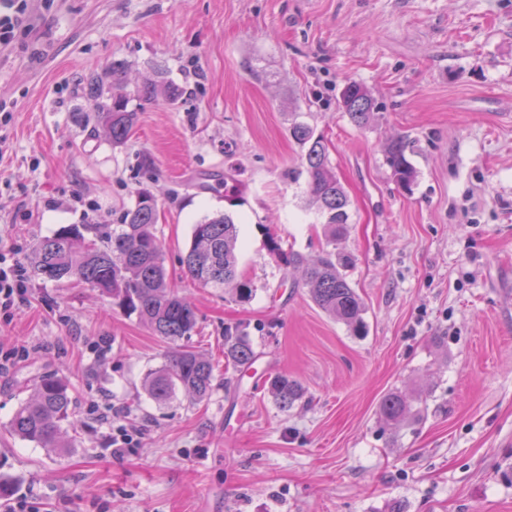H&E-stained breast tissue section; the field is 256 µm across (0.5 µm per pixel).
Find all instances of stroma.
<instances>
[{
    "mask_svg": "<svg viewBox=\"0 0 512 512\" xmlns=\"http://www.w3.org/2000/svg\"><path fill=\"white\" fill-rule=\"evenodd\" d=\"M0 48V261L27 288L0 310V477L27 512H512V0H31ZM128 66L138 114L125 147L79 121L83 80ZM182 87L141 101L156 68ZM375 108L355 126L348 82ZM300 113L329 144L350 199L338 250L365 303L353 329L280 269L277 235L306 259L326 246L288 180ZM404 136L417 172L401 188L385 163ZM240 169L225 197L224 171ZM180 295L196 307V349L224 357L246 328L249 371H221L209 399L144 391L171 345L97 292L33 278L36 242L66 224H114L140 189ZM239 225L251 289L193 284L180 264L194 224ZM305 397L281 409L267 375ZM72 387L70 448L37 447L6 426L23 385ZM413 401L397 427L379 404ZM123 426L132 441L111 453Z\"/></svg>",
    "mask_w": 512,
    "mask_h": 512,
    "instance_id": "stroma-1",
    "label": "stroma"
}]
</instances>
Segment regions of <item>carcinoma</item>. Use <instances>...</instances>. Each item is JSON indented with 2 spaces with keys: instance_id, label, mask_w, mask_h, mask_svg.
I'll use <instances>...</instances> for the list:
<instances>
[{
  "instance_id": "cac0c4a2",
  "label": "carcinoma",
  "mask_w": 512,
  "mask_h": 512,
  "mask_svg": "<svg viewBox=\"0 0 512 512\" xmlns=\"http://www.w3.org/2000/svg\"><path fill=\"white\" fill-rule=\"evenodd\" d=\"M184 90L163 79L144 83L137 97L148 101L159 96L173 105L183 100ZM129 99L112 97V104H95L86 122L104 129L112 147H122L131 138L138 113L127 109ZM342 103L350 121L365 125L373 110L368 91L356 82L346 85ZM290 134L302 148L299 168L288 179L305 178V194L316 206L324 224L327 245L336 244L349 224V199L328 157L321 136L305 121L294 118ZM408 145L402 138L391 142L386 164L397 184L411 188L416 171L406 157ZM158 221L156 199L147 189L137 193L134 207L123 212L117 224H68L39 240L33 249L32 271L45 281H72L112 300V303L147 325L152 333L178 344L159 368L150 371L144 388L151 399L166 402L182 392L194 403L206 401L214 388L215 366L192 346L183 343L197 328L194 308L181 298L168 281L164 258L155 234ZM238 224L233 216L217 213L194 225L191 242L182 258L190 278L210 288H233L241 296L250 292L238 271ZM266 248L283 270L304 266V281L314 304L329 317L355 330L364 327L365 303L352 286L346 268L352 258L327 251L311 263L291 248H284L274 234L266 233ZM256 352L248 335L224 330V365L250 367ZM268 391L283 409L301 400L300 383L284 374L267 378ZM411 404L393 391L380 403V413L392 425L400 424ZM69 384L54 376L41 378L30 397L20 403L8 423L13 436L42 448H67L64 426H75Z\"/></svg>"
}]
</instances>
